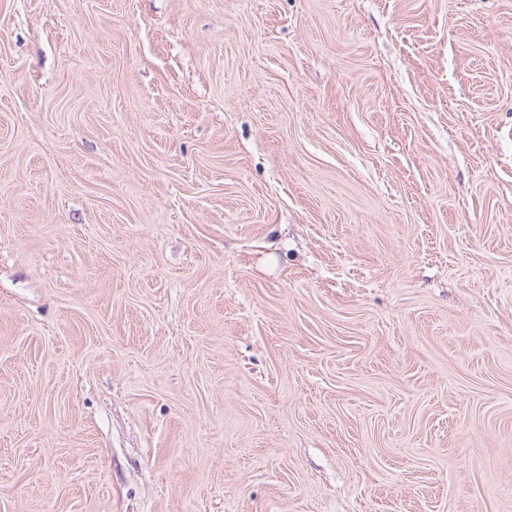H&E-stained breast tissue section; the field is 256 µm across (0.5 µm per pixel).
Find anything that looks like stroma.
Wrapping results in <instances>:
<instances>
[{"label":"stroma","mask_w":512,"mask_h":512,"mask_svg":"<svg viewBox=\"0 0 512 512\" xmlns=\"http://www.w3.org/2000/svg\"><path fill=\"white\" fill-rule=\"evenodd\" d=\"M512 0H0V512H512Z\"/></svg>","instance_id":"obj_1"}]
</instances>
